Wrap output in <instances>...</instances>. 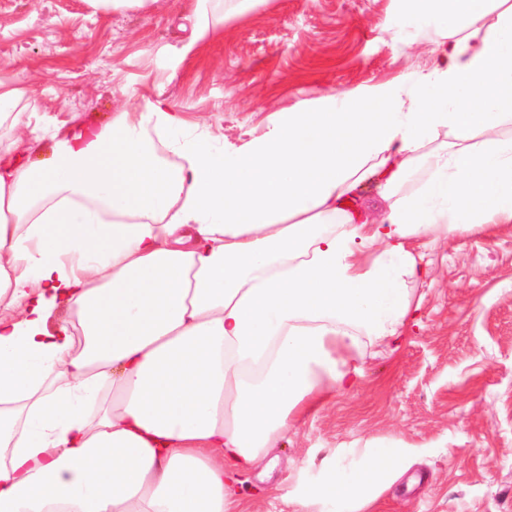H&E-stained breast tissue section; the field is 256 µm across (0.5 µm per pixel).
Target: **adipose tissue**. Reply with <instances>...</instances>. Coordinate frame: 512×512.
Here are the masks:
<instances>
[{"instance_id": "adipose-tissue-1", "label": "adipose tissue", "mask_w": 512, "mask_h": 512, "mask_svg": "<svg viewBox=\"0 0 512 512\" xmlns=\"http://www.w3.org/2000/svg\"><path fill=\"white\" fill-rule=\"evenodd\" d=\"M402 3L383 25L431 68L274 111L242 146L156 99L58 125L47 162L0 153V512H229L237 475L403 335L428 275L410 241L512 223V0ZM374 178L371 219L350 198ZM408 455L336 450L296 498L371 512Z\"/></svg>"}]
</instances>
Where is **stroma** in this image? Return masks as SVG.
Masks as SVG:
<instances>
[{
  "instance_id": "obj_1",
  "label": "stroma",
  "mask_w": 512,
  "mask_h": 512,
  "mask_svg": "<svg viewBox=\"0 0 512 512\" xmlns=\"http://www.w3.org/2000/svg\"><path fill=\"white\" fill-rule=\"evenodd\" d=\"M184 2L0 0V86L29 96L0 146L38 136L47 159L70 113L101 127L161 96L194 134L238 147L273 110L432 62L428 43L384 28L395 0H264L244 14L212 0L225 21L197 41L179 27ZM414 247L432 275L408 286L418 310L398 349L366 355L354 389L289 430L269 480L240 474L232 512H302L298 482L335 449L369 441L414 451L373 512H512V223Z\"/></svg>"
}]
</instances>
